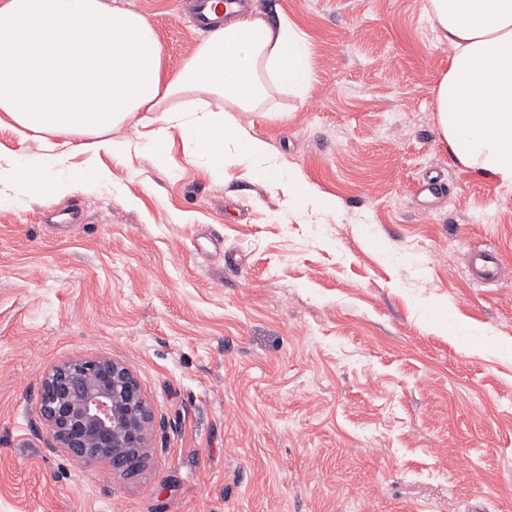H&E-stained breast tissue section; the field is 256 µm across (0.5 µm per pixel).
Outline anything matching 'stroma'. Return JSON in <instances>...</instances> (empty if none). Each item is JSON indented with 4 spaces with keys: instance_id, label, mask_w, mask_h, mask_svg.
<instances>
[{
    "instance_id": "stroma-1",
    "label": "stroma",
    "mask_w": 512,
    "mask_h": 512,
    "mask_svg": "<svg viewBox=\"0 0 512 512\" xmlns=\"http://www.w3.org/2000/svg\"><path fill=\"white\" fill-rule=\"evenodd\" d=\"M118 3L169 74L204 37L180 0ZM250 4L299 25L313 71L254 133L336 208L214 177L177 132L156 158L139 112L124 160L76 158L115 185L0 208V512H512V190L437 139L428 0ZM476 248L496 283L471 278ZM78 357L137 375L143 472L41 433V377ZM468 269L472 278L480 283L492 282L501 276V265L497 257L484 250L470 253Z\"/></svg>"
}]
</instances>
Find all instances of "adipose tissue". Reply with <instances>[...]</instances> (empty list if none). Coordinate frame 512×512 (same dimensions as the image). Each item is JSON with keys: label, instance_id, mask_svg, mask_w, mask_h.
I'll list each match as a JSON object with an SVG mask.
<instances>
[{"label": "adipose tissue", "instance_id": "adipose-tissue-1", "mask_svg": "<svg viewBox=\"0 0 512 512\" xmlns=\"http://www.w3.org/2000/svg\"><path fill=\"white\" fill-rule=\"evenodd\" d=\"M448 64L431 89L439 143L464 168L512 188V0H428ZM312 50L289 18L246 14L198 44L176 76L147 19L110 0H0V119L11 133L45 134L29 156L0 143V206L63 197L87 181L114 183L76 154L115 157L132 143L121 129L155 113L149 148L179 132L214 176L234 166L286 183L289 203L315 196L252 132L272 91L305 97Z\"/></svg>", "mask_w": 512, "mask_h": 512}]
</instances>
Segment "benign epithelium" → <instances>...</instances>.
I'll list each match as a JSON object with an SVG mask.
<instances>
[{
  "mask_svg": "<svg viewBox=\"0 0 512 512\" xmlns=\"http://www.w3.org/2000/svg\"><path fill=\"white\" fill-rule=\"evenodd\" d=\"M38 406L48 444L71 459L101 461L114 478L147 467L155 417L126 365L110 358L57 365L41 380Z\"/></svg>",
  "mask_w": 512,
  "mask_h": 512,
  "instance_id": "7a95c632",
  "label": "benign epithelium"
}]
</instances>
